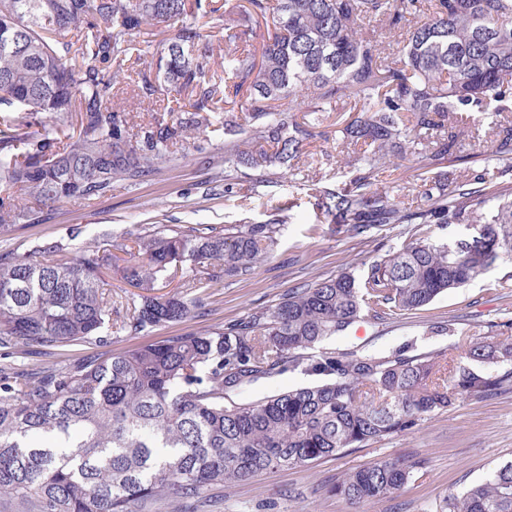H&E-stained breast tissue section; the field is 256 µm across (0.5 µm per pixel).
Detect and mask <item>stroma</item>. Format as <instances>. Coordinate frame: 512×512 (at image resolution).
Masks as SVG:
<instances>
[{
    "label": "stroma",
    "mask_w": 512,
    "mask_h": 512,
    "mask_svg": "<svg viewBox=\"0 0 512 512\" xmlns=\"http://www.w3.org/2000/svg\"><path fill=\"white\" fill-rule=\"evenodd\" d=\"M352 104H339L304 141L290 166L235 169L224 167V129L206 130L209 162L188 152L177 165L161 166L137 185L115 184L111 194L92 200L63 202L44 209L36 224L0 236V251H21L58 242L75 251L106 240L130 242L144 229L216 224L223 228L280 222L273 256L251 275L221 277L205 291H193L197 306L191 318L138 333L113 330L108 344L88 341L41 348L22 354L0 349V367L33 372L47 364L72 365L101 354L120 353L170 336L203 333L249 314L274 308L289 291L340 272L364 277L371 262L402 249L412 237L451 243L469 236L463 224H387L355 236L340 230L327 214L319 188L344 187L355 172L336 146L353 119ZM459 161L432 166L426 175L445 183L483 180L512 186V158L484 154L489 120L470 117ZM382 187L396 200L424 206L417 161L388 150ZM512 320V260L497 261L465 285L437 296L414 314L377 320L362 315L341 336L317 344L313 352L388 357L410 346L412 354H442L458 359L465 342L492 335L494 323ZM455 334H448L447 325ZM302 368L259 380L238 392L241 403L312 384ZM416 461L410 483L392 497L360 504L336 496L334 486L345 473L394 456ZM512 461V390L483 401L465 400L445 412L417 421L410 430L295 470L263 475L242 485L212 486L197 498L134 505L133 512H447L448 493H462Z\"/></svg>",
    "instance_id": "obj_1"
}]
</instances>
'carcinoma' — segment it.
Instances as JSON below:
<instances>
[{"mask_svg": "<svg viewBox=\"0 0 512 512\" xmlns=\"http://www.w3.org/2000/svg\"><path fill=\"white\" fill-rule=\"evenodd\" d=\"M224 23L221 73L196 21ZM376 22L387 53L364 35ZM176 26L153 46L152 28ZM265 27L266 33L257 34ZM151 54L152 66L134 64ZM142 101L187 96L169 120L135 123L115 101L122 73ZM350 100L344 128L355 147L350 186L325 190L334 223L361 235L383 224H468L452 247L419 238L351 273L298 288L275 308L209 333L170 336L118 356L37 373L0 369V500L12 512H131L135 503L187 498L214 484L247 483L305 467L347 448L411 429L460 400L512 390V322L465 349L448 368L434 356H302L344 333L363 310L384 318L429 304L512 260V189L426 181L412 209L375 188L385 149L422 168L456 155L458 113L509 111L512 0H0V235L32 224L42 207L99 198L179 160L175 147L221 122L224 165L290 164L323 114ZM224 116H219V111ZM307 113L298 121L295 113ZM76 114L77 131L61 126ZM491 154H512V122L491 128ZM274 148L268 152L265 146ZM278 244L276 224L204 231L157 228L133 245L75 252L56 242L0 254V347L25 352L112 335L105 271L127 255V299L118 329L191 317L181 292L244 276ZM306 363L310 386L248 403L228 392ZM417 462L396 456L346 474L336 495L351 503L396 494ZM448 512H512V461L461 495Z\"/></svg>", "mask_w": 512, "mask_h": 512, "instance_id": "cac0c4a2", "label": "carcinoma"}]
</instances>
